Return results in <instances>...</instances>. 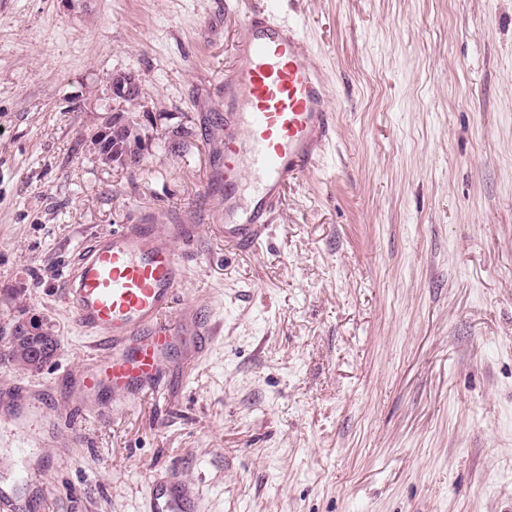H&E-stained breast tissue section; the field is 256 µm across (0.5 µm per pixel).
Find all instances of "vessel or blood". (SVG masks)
<instances>
[{"label": "vessel or blood", "instance_id": "vessel-or-blood-1", "mask_svg": "<svg viewBox=\"0 0 512 512\" xmlns=\"http://www.w3.org/2000/svg\"><path fill=\"white\" fill-rule=\"evenodd\" d=\"M224 98V167L215 189L224 198V242L254 249L280 206L289 182L314 166L333 132L327 75L319 54L303 46L298 25L273 9L239 22L234 64L220 80ZM193 224H123L93 239L71 269L63 299L95 353L64 373L59 398L71 414L109 413L131 406L170 382L175 363L190 367L206 354L216 323L179 304L188 277L180 246ZM35 384L0 387V434L14 452L0 469L33 448L72 446L67 421L50 410ZM192 481L171 471L150 475L141 512H201Z\"/></svg>", "mask_w": 512, "mask_h": 512}]
</instances>
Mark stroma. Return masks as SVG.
Here are the masks:
<instances>
[{
  "label": "stroma",
  "instance_id": "stroma-1",
  "mask_svg": "<svg viewBox=\"0 0 512 512\" xmlns=\"http://www.w3.org/2000/svg\"><path fill=\"white\" fill-rule=\"evenodd\" d=\"M269 5L321 55L335 134L242 253L214 116ZM115 71L149 108L135 169L83 141ZM139 221L198 225L180 298L219 334L170 392L73 418L39 512H140L170 467L203 512H512V0H0V329L37 312L62 342L0 385L79 366L64 277Z\"/></svg>",
  "mask_w": 512,
  "mask_h": 512
}]
</instances>
